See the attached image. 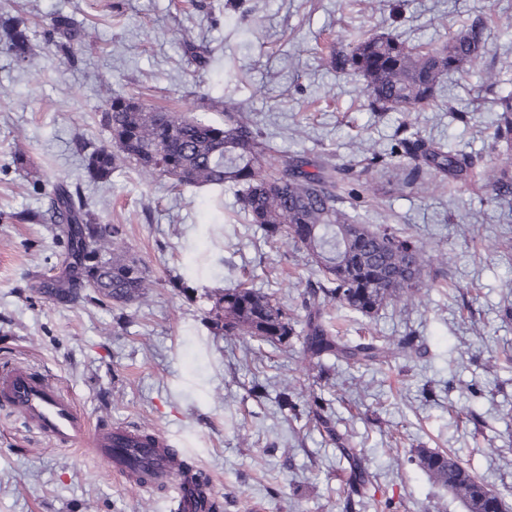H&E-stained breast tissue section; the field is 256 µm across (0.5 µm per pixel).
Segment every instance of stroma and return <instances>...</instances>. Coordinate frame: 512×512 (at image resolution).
Here are the masks:
<instances>
[{
  "label": "stroma",
  "instance_id": "1",
  "mask_svg": "<svg viewBox=\"0 0 512 512\" xmlns=\"http://www.w3.org/2000/svg\"><path fill=\"white\" fill-rule=\"evenodd\" d=\"M96 28L76 62L48 41L54 14ZM27 19L40 67L0 48V364L47 374L95 423L167 438L211 483L221 512H374L351 493L338 449H358L378 495L395 512H466L434 484L411 450L452 449L512 506V204L479 179L512 147L494 138V99L512 91V0H0V16ZM482 23L486 49L413 112L371 109L353 76L328 61L359 34L391 33L440 45ZM207 50L201 68L184 38ZM148 108L224 120L240 107L280 158L376 162L341 184L344 206L366 224L405 228L433 262L421 301L373 317L352 314L348 336L417 337L421 353L384 364L315 362L303 352V300L318 278L305 251L265 242L245 223L234 188H171L121 167L93 182L83 145H107L100 81ZM467 157L469 177L405 179L403 138ZM27 155L26 169L12 163ZM122 229L116 257L145 271L128 303L80 297L59 304L38 290L66 251L47 212L57 182ZM188 288L176 289L179 278ZM274 295L293 318L285 344L214 334L216 298L237 285ZM288 393L295 410L279 407ZM338 434L330 439L315 406ZM0 512H173L102 459L59 448L0 406Z\"/></svg>",
  "mask_w": 512,
  "mask_h": 512
}]
</instances>
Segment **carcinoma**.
Listing matches in <instances>:
<instances>
[{"mask_svg": "<svg viewBox=\"0 0 512 512\" xmlns=\"http://www.w3.org/2000/svg\"><path fill=\"white\" fill-rule=\"evenodd\" d=\"M50 34L59 53L68 61L94 38L91 29L64 14L51 17ZM6 49L30 70L39 60L24 19L0 23ZM485 41L480 33L465 31L440 47L410 46L390 34L356 38L340 64L363 82L370 104L378 109L410 112L436 99L445 76L461 71L478 57ZM494 120L498 139L512 138V93L496 99ZM102 119L115 147L102 145L85 154V170L96 182H108L122 162L155 173L174 187L237 188L241 212L257 224L271 241L285 240L304 248L322 279L308 291L303 329L305 354L311 359L333 356L352 363H385L395 352L409 357L419 352L411 338L393 349L387 342L367 339L343 341L347 309L371 316L396 300H411L426 275L425 250L408 234L389 224H362L341 207L337 193L345 170L326 162L308 170L304 158L280 161L270 141L238 114L224 108V123L197 116H183L147 109L134 98L112 92L102 82ZM414 162L412 173L424 167L459 175L466 158L432 150L416 139L402 143ZM486 187L493 198L512 197V170L497 167ZM50 220L67 229L66 277L46 283L42 293L51 300H73L80 288H90L117 303L141 295L145 272L135 260L111 256L110 246L120 234L116 224H102L79 191L57 184L49 207ZM336 302V314L323 309ZM213 323L226 336H244L259 342L286 343L294 334L291 318L271 295L243 285L227 288L216 298ZM350 462L355 491L366 497L373 488L371 473L352 448L340 449ZM416 465L436 485L460 499L467 512H481L478 492L488 485L478 480L450 452L419 448Z\"/></svg>", "mask_w": 512, "mask_h": 512, "instance_id": "carcinoma-1", "label": "carcinoma"}]
</instances>
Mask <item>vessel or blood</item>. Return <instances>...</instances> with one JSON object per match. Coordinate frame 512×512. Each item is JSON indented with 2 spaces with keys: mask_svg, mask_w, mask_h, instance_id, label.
<instances>
[{
  "mask_svg": "<svg viewBox=\"0 0 512 512\" xmlns=\"http://www.w3.org/2000/svg\"><path fill=\"white\" fill-rule=\"evenodd\" d=\"M0 404L19 412L60 447L89 441L92 453L130 484L141 489L164 486L176 512H211V488L200 486L193 475H172L173 451L167 439L158 435L149 441L126 426H91L72 398L36 370L19 364L1 366Z\"/></svg>",
  "mask_w": 512,
  "mask_h": 512,
  "instance_id": "vessel-or-blood-1",
  "label": "vessel or blood"
}]
</instances>
